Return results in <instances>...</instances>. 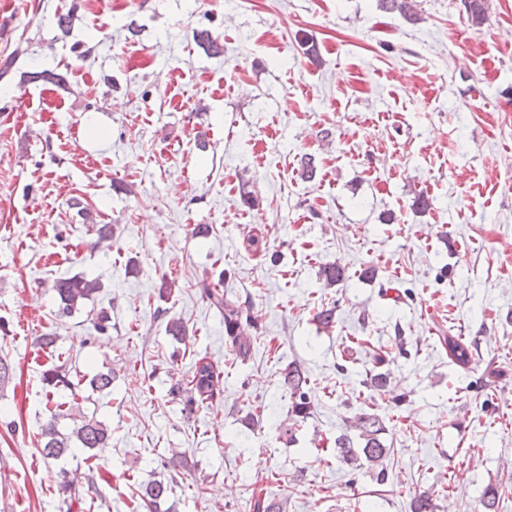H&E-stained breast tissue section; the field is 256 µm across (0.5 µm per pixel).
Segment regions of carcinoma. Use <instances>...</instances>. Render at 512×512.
<instances>
[{"instance_id": "carcinoma-1", "label": "carcinoma", "mask_w": 512, "mask_h": 512, "mask_svg": "<svg viewBox=\"0 0 512 512\" xmlns=\"http://www.w3.org/2000/svg\"><path fill=\"white\" fill-rule=\"evenodd\" d=\"M380 7L386 12H397L406 21L416 23L421 20L418 0H379ZM472 26L480 28L488 20L487 0H461ZM320 277L329 286H336L345 280L344 269L335 263L325 264L319 272ZM101 288L97 280H89L82 275L59 278L54 281L52 290L59 300V313L66 316L79 310L85 301L91 299ZM204 295L211 304L224 315L225 341L235 352L236 357L243 361L250 358L252 346L242 338L241 306L224 298L222 290L208 283L202 284ZM448 348V358L460 367L466 366L471 358V350L457 336L443 338ZM40 348L53 360L51 366L44 371L43 381L57 392L70 390L74 383L69 378L65 364H56L61 353L57 348V337L43 336L39 340ZM283 384L291 399V414L297 418H306L310 414V402L307 401L308 377L298 365L291 364L283 372ZM220 371L213 363L204 358L199 359L194 366L191 380L187 386L176 387L175 392L186 394L185 408L193 410L194 406L211 400L220 391ZM356 428L359 429L361 446L354 447L353 441L341 435L336 438V448L339 457L351 465H359L366 461L376 467L382 463L389 453V448L382 439L386 431L384 420L375 413L362 412L356 417ZM111 436L110 428L96 416H88L82 412L70 409L57 410L51 415L41 431L40 454L47 465L61 459L76 450L83 453L95 452L108 445ZM176 482V474L171 473L167 478L152 479L143 484L140 498L146 512H170L166 507L169 493ZM248 512H283L282 503L274 498L262 496L253 497L248 503Z\"/></svg>"}]
</instances>
